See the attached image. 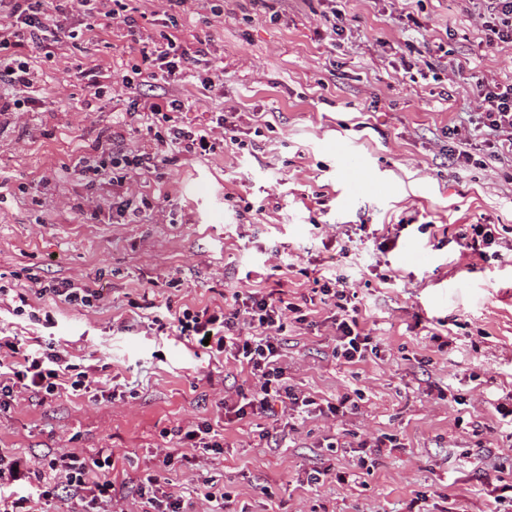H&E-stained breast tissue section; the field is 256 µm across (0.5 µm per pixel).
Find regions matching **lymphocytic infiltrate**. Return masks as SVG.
Here are the masks:
<instances>
[{
  "mask_svg": "<svg viewBox=\"0 0 512 512\" xmlns=\"http://www.w3.org/2000/svg\"><path fill=\"white\" fill-rule=\"evenodd\" d=\"M46 0H0V116L31 111L36 76L23 58L27 48H58L77 39L75 30L67 29L70 14L114 15L111 0H59L54 14H47ZM473 14L481 21L487 46L512 45V0H468ZM130 42L139 45L143 67L142 82L166 80L186 71L195 72L204 90L220 84L222 67L213 64L204 51L188 54L175 38L145 44L137 17L128 13L118 16ZM471 88L477 110L471 126L450 127L448 138L454 147L448 152L450 165L471 161L468 150L473 132L489 134L488 154L500 159L512 155V82L502 83L482 75H471ZM234 127L224 115L212 118L202 129L171 125L167 136L157 137L153 147L134 149L122 140H113L100 153L83 157L75 169L88 181L112 179V217L124 224H135L148 199H136L130 181L142 173L158 168L166 153L184 156L213 153L217 145L237 143ZM314 295L333 308L336 324L334 352L347 363L365 361L373 350V338L361 325V309L354 302L346 281L317 277ZM49 296L76 308L95 307L100 300L98 289L77 280L37 281L32 294H18L17 312L29 311L30 295ZM302 322L306 314L301 306L272 292H235L232 304L224 308H186L175 311L168 327L180 338L186 350L205 351L233 361L248 380L235 388L233 398L224 400V415L238 421L255 415L279 413L281 422L312 416L320 409L342 416L356 409L357 403L344 395L336 402L320 405L312 396L297 391L288 382L280 365L287 314ZM9 369L0 379V411L9 410L19 393L35 392L48 396H80L92 386L88 373H73L64 350L47 346L41 354L28 352L18 337L0 336V364ZM164 435L173 446L159 461L160 468H172L178 461L174 451L193 448L203 454L223 455L224 436L211 421L202 420L177 425ZM111 457L86 460L73 453L44 456L35 460L0 448V512H45L55 506L57 512H102L112 502L116 479L112 475ZM35 480L33 492L21 496L4 494V487L19 481ZM140 512H193L194 501L186 495L166 490L156 471L145 470L132 487Z\"/></svg>",
  "mask_w": 512,
  "mask_h": 512,
  "instance_id": "obj_1",
  "label": "lymphocytic infiltrate"
}]
</instances>
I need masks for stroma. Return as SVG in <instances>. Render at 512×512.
<instances>
[{"label": "stroma", "instance_id": "obj_1", "mask_svg": "<svg viewBox=\"0 0 512 512\" xmlns=\"http://www.w3.org/2000/svg\"><path fill=\"white\" fill-rule=\"evenodd\" d=\"M134 5L144 34L177 36L224 68L209 92L181 75L154 85L184 100L176 123L224 113L247 147L170 155L132 183L151 203L141 223H113L111 181L60 170L112 135L138 147L165 132L162 118L148 128L127 113L121 78L141 64L139 47L112 19L73 14L75 43L49 60L27 49L53 109L0 121V285L9 290L0 336L54 342L98 384L79 397L23 394L0 413V448L29 458L108 453L135 481L167 452L163 429L223 417L219 402L242 381L233 364L187 352L154 317L246 290L279 289L300 304L314 277H340L378 356L337 359L332 312L319 304L289 323L281 364L289 384L317 398L360 394L358 410L285 429L275 448L259 438L272 418L230 422L223 455L189 451L176 490L214 480L239 512H409L418 496L429 512H492L490 490L512 485V420L496 411L512 402V160L477 150L473 164L449 167L447 130L474 108L453 64L510 81L512 46L486 48L463 0H196L173 26L165 0ZM335 8L347 23L337 48L324 19ZM443 38L450 53L429 56L432 77L405 74L402 59ZM92 62L110 78L89 111L80 71ZM340 144L362 166L354 196ZM86 198L97 216L73 211ZM469 224L495 225L496 255L460 246ZM34 276L93 282L102 300L80 310L36 298L50 320L31 321L11 297ZM145 293L147 311L137 307ZM384 434L399 446L366 480L302 486L315 466L353 472V445ZM334 438L343 448L329 449Z\"/></svg>", "mask_w": 512, "mask_h": 512}]
</instances>
